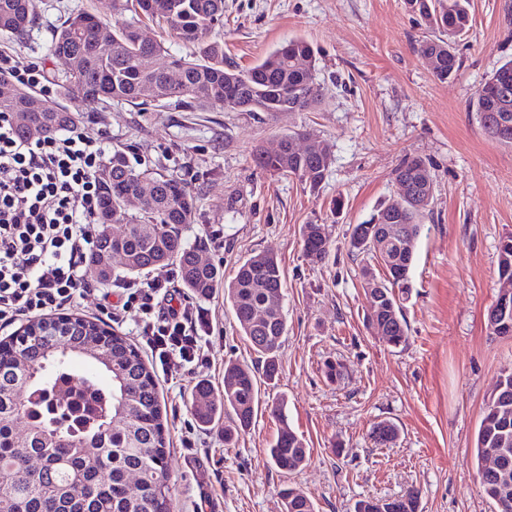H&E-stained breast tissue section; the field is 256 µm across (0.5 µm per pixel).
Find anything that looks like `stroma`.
I'll return each instance as SVG.
<instances>
[{"label": "stroma", "instance_id": "obj_1", "mask_svg": "<svg viewBox=\"0 0 512 512\" xmlns=\"http://www.w3.org/2000/svg\"><path fill=\"white\" fill-rule=\"evenodd\" d=\"M35 6L36 25L20 38L0 35V51L44 63L58 85L67 66L50 44L61 15L87 9L109 25L112 0ZM471 16L457 44L460 67L442 82L416 51L425 30L405 0H224L219 34L240 67L294 37L310 44L322 97L309 112H186L173 101L156 112L120 102L100 111L56 93V103L82 112L83 125L102 122L131 162L186 182L197 208L182 237L225 279L261 251L281 265L288 334L249 430L228 444L223 424L201 428L190 412L198 380L222 390L225 363L256 360L223 293L196 301L208 367L158 379L173 512H283V478L267 452L278 400L310 450L291 480L315 512H355L359 500L412 488L418 512H495L479 488L474 448L489 396L512 369V339L486 325L498 294V245L512 233V146L490 139L471 106L512 59V0H471ZM297 129L334 154L314 195L253 160ZM412 156L428 164L437 193L410 270L409 342L394 350L366 321L361 268L371 258L352 255L348 241L355 224L393 199L394 170ZM311 222L328 229L326 261L304 253L302 228ZM329 360L343 364L340 382L326 378ZM382 420L398 426L395 443H374ZM188 436L194 447L183 446Z\"/></svg>", "mask_w": 512, "mask_h": 512}]
</instances>
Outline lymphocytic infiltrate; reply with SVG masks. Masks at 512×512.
Instances as JSON below:
<instances>
[{
    "label": "lymphocytic infiltrate",
    "mask_w": 512,
    "mask_h": 512,
    "mask_svg": "<svg viewBox=\"0 0 512 512\" xmlns=\"http://www.w3.org/2000/svg\"><path fill=\"white\" fill-rule=\"evenodd\" d=\"M1 76L45 97L53 92L39 64L4 52ZM108 151L107 133L74 124L24 138L11 114L0 113V327L70 309L93 293L88 266L101 232L95 175ZM114 294L120 304H112ZM102 297L108 322L135 312L139 335L163 372L206 364L203 315L169 281L125 279Z\"/></svg>",
    "instance_id": "f902f5d3"
}]
</instances>
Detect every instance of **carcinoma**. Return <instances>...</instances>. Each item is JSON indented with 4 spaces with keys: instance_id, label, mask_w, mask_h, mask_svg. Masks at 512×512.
<instances>
[{
    "instance_id": "obj_1",
    "label": "carcinoma",
    "mask_w": 512,
    "mask_h": 512,
    "mask_svg": "<svg viewBox=\"0 0 512 512\" xmlns=\"http://www.w3.org/2000/svg\"><path fill=\"white\" fill-rule=\"evenodd\" d=\"M429 29L419 42L420 57L432 63V73L446 81L459 67L455 44L468 32L470 0H407ZM118 20L112 26V42L99 43L103 22L83 10L67 14L57 26L51 52L68 64L65 94L82 105L106 107L126 102L141 111L162 107L168 101L190 112H232L248 104V112H309L319 103L320 84L313 72L316 59L309 43L290 38L253 66L241 68L224 57V42L216 29L224 24V0H112ZM34 0H0V33L22 36L36 24ZM160 30L159 38L139 39L146 23ZM192 43L195 56L169 55L168 62L154 67L148 61L167 52L165 37ZM178 67L180 81L168 80V69ZM0 112L12 115L24 136L53 133L70 124L75 113L48 105L24 88L0 101ZM480 125L495 138L503 114L511 115L502 144H512V60L506 61L484 86L475 104ZM297 132L280 139L281 152L272 156L256 151L254 161L274 175L294 176L316 191L333 162L326 147L320 152L297 153L290 149ZM430 176L426 162L406 157L395 169V181L409 182L424 197L423 204L395 212L399 238L381 261L385 278L379 281L372 269L362 268L365 285L380 282L384 292L367 298V321L386 329L385 343L392 348L408 343V325L403 310L411 296L409 271L418 239L431 212L436 191L424 189ZM102 189L99 224L102 225L97 254L89 264L91 277L102 285L112 279V270L96 266L99 253L112 249L129 257L124 270L175 264L181 282L201 298L224 289V302L254 351L264 361L266 378L278 371L277 355L287 333L283 310L269 312L272 293L282 295V271L271 253H257L244 260L235 277L227 282L219 266H201L197 248L184 243L179 226L190 224L196 198L183 179L149 168L136 169L126 153L115 151L112 163L100 169ZM152 185L149 197L135 212L124 207V196L136 193L141 183ZM123 230L114 235L111 225ZM378 225L368 219L352 228L350 248L376 257ZM303 248L311 260L322 262L331 251L330 236L323 224H306ZM512 278V234L498 246V278ZM67 319L82 329L58 336L35 332L54 317L31 320L10 340L0 342V512H171L167 467L166 428L156 375L127 337L104 323L77 315ZM136 374V396H123L127 376ZM259 389L255 370L247 364L224 366V389L216 395L200 385L191 410L199 423L224 415V443H231L252 424ZM280 427L268 448L270 459L284 475L300 470L308 460L303 439L288 425L283 406L271 407ZM26 435H17L18 425ZM74 429L78 436L64 445L52 440L58 430ZM399 435L391 421L374 425L375 443H393ZM504 448L503 466L508 479L478 477L485 496L501 512L498 500L503 487L512 494V370L501 373L481 418L475 447L477 472H482L489 449ZM38 457L42 466L30 471L24 459ZM140 475L138 492L126 491L129 473ZM284 512H314L310 498L287 483L280 490ZM417 492L410 490L394 499H364L355 512H418Z\"/></svg>"
}]
</instances>
